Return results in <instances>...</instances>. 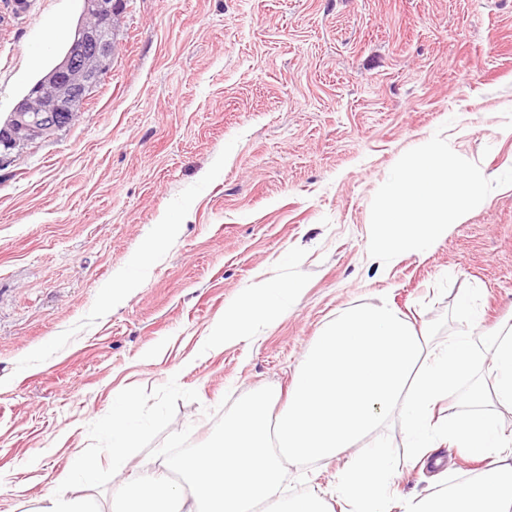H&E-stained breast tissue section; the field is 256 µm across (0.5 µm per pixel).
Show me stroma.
Returning a JSON list of instances; mask_svg holds the SVG:
<instances>
[{"mask_svg": "<svg viewBox=\"0 0 512 512\" xmlns=\"http://www.w3.org/2000/svg\"><path fill=\"white\" fill-rule=\"evenodd\" d=\"M15 2L0 0V122L83 9ZM119 21L73 123L0 168V512L66 490L73 455L107 459L121 394L138 401L135 460L205 445L239 402L287 389L343 310L387 300L437 347L473 292L481 335L512 324V186L427 253L368 254L376 191L435 132L486 178L512 169V0H126ZM264 278L304 288L198 357ZM382 435L401 464L392 512L482 467L447 443L442 471L412 461L398 418ZM346 462L292 468L285 491L337 504Z\"/></svg>", "mask_w": 512, "mask_h": 512, "instance_id": "1", "label": "stroma"}]
</instances>
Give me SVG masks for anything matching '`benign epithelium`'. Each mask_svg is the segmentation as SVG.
Wrapping results in <instances>:
<instances>
[{
	"mask_svg": "<svg viewBox=\"0 0 512 512\" xmlns=\"http://www.w3.org/2000/svg\"><path fill=\"white\" fill-rule=\"evenodd\" d=\"M118 0H84L83 13L93 19L80 24L76 36L53 69L31 89L0 128V167L16 148L38 144L67 127L91 91L109 70L117 36Z\"/></svg>",
	"mask_w": 512,
	"mask_h": 512,
	"instance_id": "1",
	"label": "benign epithelium"
}]
</instances>
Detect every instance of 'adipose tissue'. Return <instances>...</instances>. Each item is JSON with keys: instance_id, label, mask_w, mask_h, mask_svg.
Segmentation results:
<instances>
[{"instance_id": "ef3b65f1", "label": "adipose tissue", "mask_w": 512, "mask_h": 512, "mask_svg": "<svg viewBox=\"0 0 512 512\" xmlns=\"http://www.w3.org/2000/svg\"><path fill=\"white\" fill-rule=\"evenodd\" d=\"M302 288L298 280L255 283L202 341V353L245 340ZM457 314L465 330L437 351L388 304L338 314L306 354L282 412H270L279 400L273 393L244 400L209 445L165 457L151 471L128 467L138 403L117 400L106 426L109 463L120 478L112 512H325L315 494L283 499L285 467L345 453L350 463L336 492L350 512H390L394 467L387 446L374 436L392 417L407 423L418 458L444 440L485 462L449 490L407 500L403 512H512V436L501 433L496 412L512 407V325L480 348L474 330L482 312L474 296L459 300ZM465 380L471 410L436 418L438 404ZM368 437L373 445L359 449Z\"/></svg>"}]
</instances>
